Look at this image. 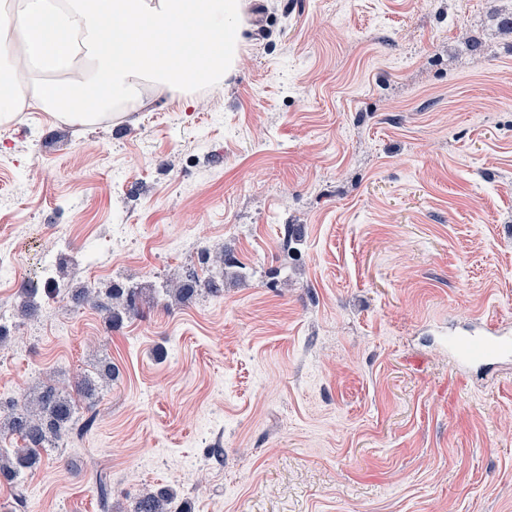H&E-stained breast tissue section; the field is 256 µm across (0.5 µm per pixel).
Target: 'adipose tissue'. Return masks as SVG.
I'll use <instances>...</instances> for the list:
<instances>
[{
    "label": "adipose tissue",
    "instance_id": "adipose-tissue-1",
    "mask_svg": "<svg viewBox=\"0 0 512 512\" xmlns=\"http://www.w3.org/2000/svg\"><path fill=\"white\" fill-rule=\"evenodd\" d=\"M242 0H0V119L35 105L80 126L131 112L147 83L223 82Z\"/></svg>",
    "mask_w": 512,
    "mask_h": 512
}]
</instances>
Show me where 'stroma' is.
Listing matches in <instances>:
<instances>
[{"label":"stroma","mask_w":512,"mask_h":512,"mask_svg":"<svg viewBox=\"0 0 512 512\" xmlns=\"http://www.w3.org/2000/svg\"><path fill=\"white\" fill-rule=\"evenodd\" d=\"M243 3L220 88L0 122V397L120 371L0 512H101L102 472L112 512L162 487L191 512H512V358L465 378L448 355L512 335V0ZM116 224L125 248L89 266ZM62 233L69 288L23 311ZM202 245L221 296L114 329L71 298L156 287Z\"/></svg>","instance_id":"obj_1"}]
</instances>
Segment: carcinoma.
I'll return each instance as SVG.
<instances>
[{
    "label": "carcinoma",
    "mask_w": 512,
    "mask_h": 512,
    "mask_svg": "<svg viewBox=\"0 0 512 512\" xmlns=\"http://www.w3.org/2000/svg\"><path fill=\"white\" fill-rule=\"evenodd\" d=\"M224 275L211 272L202 278L191 273L162 283L155 292L178 302H187L203 293L218 297L223 292ZM144 291L134 286H117L101 293L92 288H79L71 297L100 309L109 325H119L125 317L140 313ZM116 379L112 362L101 358L97 362L96 377H84L76 386L77 397L60 391L50 381L45 382L31 395L20 399L0 400V422L8 433L20 437V448H0V481L15 489L18 502H23L24 479L33 476L40 468L42 454L64 442L81 437L95 422L92 413L80 419L78 400L91 407L100 398L102 384ZM131 512H186L178 508L176 496L161 488L137 497Z\"/></svg>",
    "instance_id": "carcinoma-1"
}]
</instances>
